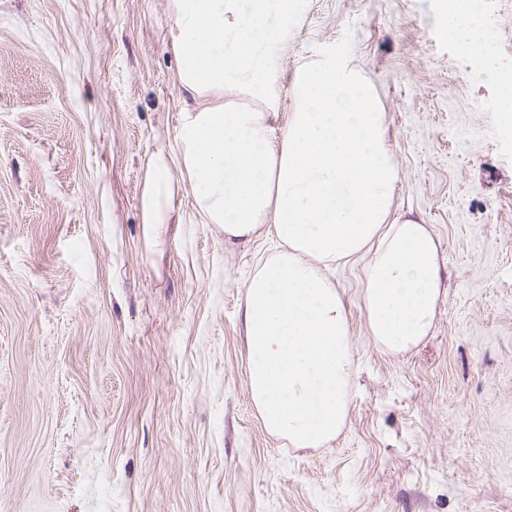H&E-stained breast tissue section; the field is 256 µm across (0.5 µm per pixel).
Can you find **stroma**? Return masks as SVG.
I'll list each match as a JSON object with an SVG mask.
<instances>
[{
  "label": "stroma",
  "instance_id": "35a3bbf8",
  "mask_svg": "<svg viewBox=\"0 0 512 512\" xmlns=\"http://www.w3.org/2000/svg\"><path fill=\"white\" fill-rule=\"evenodd\" d=\"M512 69V0H485ZM168 0H0V512H512V125L441 32L439 0H306L277 53H342L375 88L392 209L439 245L435 324L370 335L360 256L336 270L353 350L346 423L270 434L248 385L252 274L176 180L148 224V162L183 105Z\"/></svg>",
  "mask_w": 512,
  "mask_h": 512
}]
</instances>
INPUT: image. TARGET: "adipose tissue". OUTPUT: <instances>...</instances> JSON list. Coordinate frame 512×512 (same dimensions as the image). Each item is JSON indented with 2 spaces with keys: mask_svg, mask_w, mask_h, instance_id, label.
<instances>
[{
  "mask_svg": "<svg viewBox=\"0 0 512 512\" xmlns=\"http://www.w3.org/2000/svg\"><path fill=\"white\" fill-rule=\"evenodd\" d=\"M305 0H169L178 82L189 98L172 150L149 161L146 223H163L174 174L195 187L199 213L228 239L272 228L281 245L247 285L244 315L252 402L265 428L318 448L346 422L352 351L342 298L328 274L368 254L370 334L399 353L432 329L440 296L438 245L425 224L393 216L397 172L370 84L331 53L301 67L286 127L274 132V54ZM441 27L494 71L479 0H445ZM244 94L250 105L235 103Z\"/></svg>",
  "mask_w": 512,
  "mask_h": 512,
  "instance_id": "1",
  "label": "adipose tissue"
}]
</instances>
